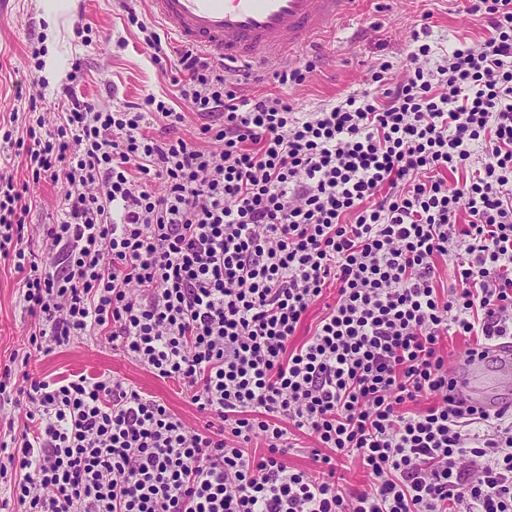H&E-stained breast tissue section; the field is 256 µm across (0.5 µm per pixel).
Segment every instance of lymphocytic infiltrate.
Instances as JSON below:
<instances>
[{"instance_id": "f902f5d3", "label": "lymphocytic infiltrate", "mask_w": 512, "mask_h": 512, "mask_svg": "<svg viewBox=\"0 0 512 512\" xmlns=\"http://www.w3.org/2000/svg\"><path fill=\"white\" fill-rule=\"evenodd\" d=\"M463 7L486 24L479 48L435 66L412 36L404 76L379 63L372 90L301 115L144 24L203 119L196 138L151 94L119 110L72 96L54 126L0 132L34 179L66 187L40 262L30 205L0 174V257L24 275L30 348L106 339L205 420L105 372L32 379L0 457L18 512H512V402L467 404L443 349L464 336L485 359L512 337V0ZM297 431L317 443L308 470L286 462ZM349 462L370 484L345 485Z\"/></svg>"}]
</instances>
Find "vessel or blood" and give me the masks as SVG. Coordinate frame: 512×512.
Instances as JSON below:
<instances>
[{
    "label": "vessel or blood",
    "mask_w": 512,
    "mask_h": 512,
    "mask_svg": "<svg viewBox=\"0 0 512 512\" xmlns=\"http://www.w3.org/2000/svg\"><path fill=\"white\" fill-rule=\"evenodd\" d=\"M358 0H145L150 18L165 35L203 50L226 68L271 69L314 43ZM502 378L512 377V342L492 346ZM484 362L465 361L457 370L462 392L486 407L497 404Z\"/></svg>",
    "instance_id": "1"
}]
</instances>
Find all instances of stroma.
<instances>
[{"label": "stroma", "mask_w": 512, "mask_h": 512, "mask_svg": "<svg viewBox=\"0 0 512 512\" xmlns=\"http://www.w3.org/2000/svg\"><path fill=\"white\" fill-rule=\"evenodd\" d=\"M47 2L6 0L5 14L0 17V117L14 112L24 122L30 98L40 96L49 104L59 100L62 81L47 79L34 55L35 49L52 48L75 70L70 86L79 98L122 107L148 94L164 97L185 114L183 134L195 133L201 124L199 116L189 101L176 97L119 0H69V8L54 30L46 21ZM424 21L429 24L426 41L437 53L462 42L479 47L487 36L483 20L467 14L455 0H362L357 13L307 48V55L316 56L318 64L304 83L284 89L272 71H259L239 78L240 92H282L295 111H315L367 88L369 71L376 62L390 61L393 75H401L411 35ZM87 23L93 31L85 42L77 30ZM0 167L24 185L26 199L33 202L25 219L23 245L41 253L42 227L56 223L66 188L32 180L21 155L0 161ZM22 279L10 261L0 259V368L11 365L16 387H23L28 376L61 380L73 374L107 372L165 403L189 425H197L193 405L176 384L156 379L106 340L64 346L46 356H32L25 365L11 363V355L27 347L31 326L20 306Z\"/></svg>", "instance_id": "1"}]
</instances>
